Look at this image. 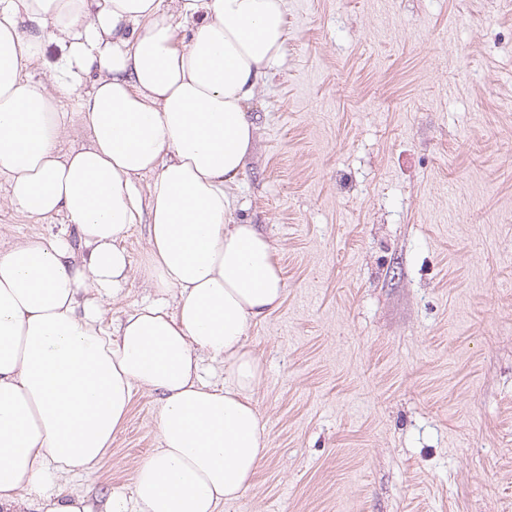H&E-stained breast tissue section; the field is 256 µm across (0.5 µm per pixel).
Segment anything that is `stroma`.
<instances>
[{"instance_id": "1", "label": "stroma", "mask_w": 512, "mask_h": 512, "mask_svg": "<svg viewBox=\"0 0 512 512\" xmlns=\"http://www.w3.org/2000/svg\"><path fill=\"white\" fill-rule=\"evenodd\" d=\"M285 21L229 188L286 284L247 335L270 443L219 512H512V0H286ZM7 190L1 240L58 230ZM123 246L107 325L154 297L142 225ZM158 406L137 390L58 488L132 500Z\"/></svg>"}]
</instances>
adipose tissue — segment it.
<instances>
[{
    "label": "adipose tissue",
    "mask_w": 512,
    "mask_h": 512,
    "mask_svg": "<svg viewBox=\"0 0 512 512\" xmlns=\"http://www.w3.org/2000/svg\"><path fill=\"white\" fill-rule=\"evenodd\" d=\"M179 18L192 25L181 46ZM284 45L285 0H0L7 201L65 225L0 243V512H127L119 496L99 508L48 487L95 469L137 388L161 396L159 446L134 473L139 512H218L250 487L269 439L246 334L285 282L227 188L254 139L245 105ZM36 61L47 83L25 79ZM61 96L88 132L71 152ZM135 224L156 299L107 329L100 301L128 279ZM206 357L223 388L201 382Z\"/></svg>",
    "instance_id": "adipose-tissue-1"
}]
</instances>
